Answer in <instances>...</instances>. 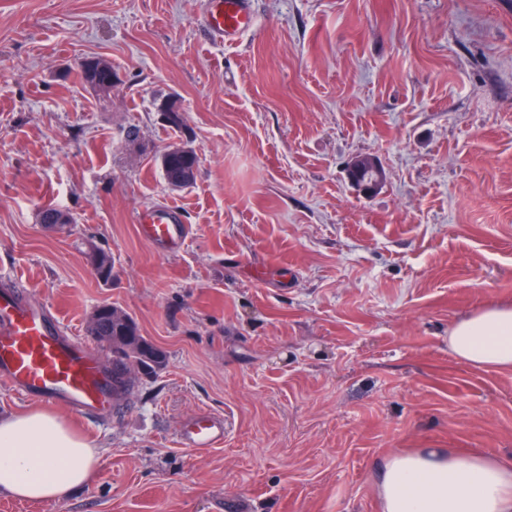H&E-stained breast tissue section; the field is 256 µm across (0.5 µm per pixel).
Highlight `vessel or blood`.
Returning a JSON list of instances; mask_svg holds the SVG:
<instances>
[{
  "instance_id": "b4317fda",
  "label": "vessel or blood",
  "mask_w": 512,
  "mask_h": 512,
  "mask_svg": "<svg viewBox=\"0 0 512 512\" xmlns=\"http://www.w3.org/2000/svg\"><path fill=\"white\" fill-rule=\"evenodd\" d=\"M203 22L218 42L234 46L253 29L252 0H203ZM143 238L174 250L189 236L181 211L156 204L136 215ZM0 382L85 419L112 408V374L97 351L69 336L59 320L28 304L24 292H0ZM177 439L187 448H213L224 441L223 420L198 416L182 424Z\"/></svg>"
}]
</instances>
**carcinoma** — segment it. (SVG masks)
I'll list each match as a JSON object with an SVG mask.
<instances>
[{
  "mask_svg": "<svg viewBox=\"0 0 512 512\" xmlns=\"http://www.w3.org/2000/svg\"><path fill=\"white\" fill-rule=\"evenodd\" d=\"M160 168L170 186L173 185V176L181 173L177 189H186L196 180L198 157L194 149L185 150L183 160L171 170L168 156L163 154L160 156ZM85 245L97 255V277L104 283L111 282L114 270L111 252L93 240L85 241ZM88 332L95 340L112 349V392L115 397L130 392L136 375H156L166 368V353L140 334L135 319L124 310L117 308L109 316L102 313L101 308H96Z\"/></svg>",
  "mask_w": 512,
  "mask_h": 512,
  "instance_id": "cac0c4a2",
  "label": "carcinoma"
}]
</instances>
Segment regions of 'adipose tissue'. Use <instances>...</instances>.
<instances>
[{
	"mask_svg": "<svg viewBox=\"0 0 512 512\" xmlns=\"http://www.w3.org/2000/svg\"><path fill=\"white\" fill-rule=\"evenodd\" d=\"M453 354L485 372L512 373V305L483 304L448 331ZM99 462L95 445L57 413L37 408L0 420V492L28 502L60 500ZM384 512H512V464L449 448L388 457Z\"/></svg>",
	"mask_w": 512,
	"mask_h": 512,
	"instance_id": "obj_1",
	"label": "adipose tissue"
}]
</instances>
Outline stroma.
<instances>
[{
  "label": "stroma",
  "instance_id": "1",
  "mask_svg": "<svg viewBox=\"0 0 512 512\" xmlns=\"http://www.w3.org/2000/svg\"><path fill=\"white\" fill-rule=\"evenodd\" d=\"M256 11L226 47L202 0H0V289L83 342L118 306L168 358L76 423L99 451L84 486L0 512H382L388 456L512 461V374L448 347L480 303L512 304V0ZM92 57L110 99L79 79ZM185 139L198 172L175 191L158 156ZM365 154L385 172L369 195L346 172ZM160 202L191 228L174 254L135 223ZM49 206L74 224L40 223ZM201 412L223 445H178ZM83 244L84 247L87 245V252L92 250L97 255V267L95 269L97 277L104 283L111 282L114 273V262L111 252L93 240H86Z\"/></svg>",
  "mask_w": 512,
  "mask_h": 512
}]
</instances>
